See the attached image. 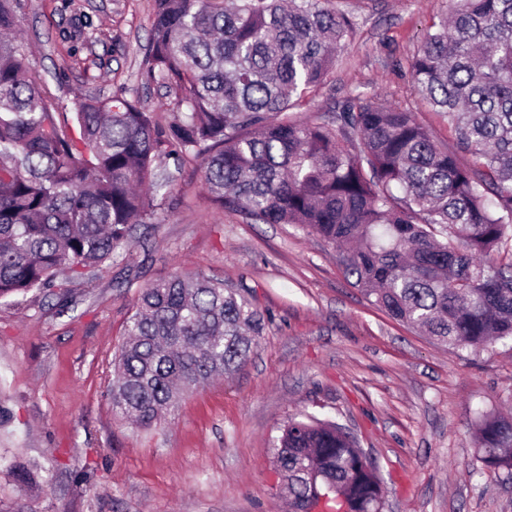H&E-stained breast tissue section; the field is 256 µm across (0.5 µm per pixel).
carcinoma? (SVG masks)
<instances>
[{
	"label": "carcinoma",
	"mask_w": 512,
	"mask_h": 512,
	"mask_svg": "<svg viewBox=\"0 0 512 512\" xmlns=\"http://www.w3.org/2000/svg\"><path fill=\"white\" fill-rule=\"evenodd\" d=\"M408 60L415 113L359 95L319 122L293 112L324 82L354 26L331 0H154L143 76L178 93L166 125L138 99L76 96L61 124L0 0V302L64 287L161 223L169 164L197 160L210 201L262 224H295L336 249L391 318L452 352L512 340V0H452ZM471 161L464 162L461 155ZM265 317L200 273L142 290L113 363L112 412L139 428L230 374ZM476 448L512 475V419L480 413ZM289 512L342 496L379 512L382 478L336 424L292 418L274 444Z\"/></svg>",
	"instance_id": "1"
}]
</instances>
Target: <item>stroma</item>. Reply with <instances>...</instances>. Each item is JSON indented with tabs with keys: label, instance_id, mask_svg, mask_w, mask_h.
I'll return each mask as SVG.
<instances>
[{
	"label": "stroma",
	"instance_id": "stroma-1",
	"mask_svg": "<svg viewBox=\"0 0 512 512\" xmlns=\"http://www.w3.org/2000/svg\"><path fill=\"white\" fill-rule=\"evenodd\" d=\"M354 18L336 63L298 110L318 120L363 93L399 104L440 143L407 61L450 0H332ZM153 0H18L31 66L64 114L76 95L138 97L159 123L175 90L145 84ZM164 221L53 295L0 304V512H286L273 441L312 414L351 433L383 480L382 512H512V476L478 458L479 412L512 414V344L453 353L374 306L336 251L291 224H258L207 198L198 163L176 174ZM201 272L268 315L238 371L141 429L112 414L113 360L143 288ZM33 464L42 490L16 479Z\"/></svg>",
	"mask_w": 512,
	"mask_h": 512
}]
</instances>
